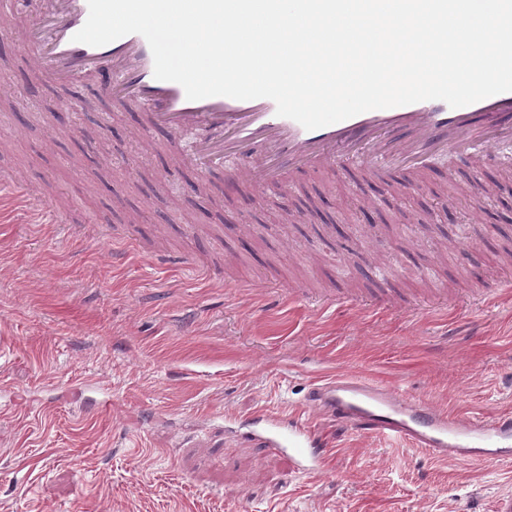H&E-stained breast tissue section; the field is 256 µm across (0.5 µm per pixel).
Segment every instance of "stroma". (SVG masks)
<instances>
[{
  "label": "stroma",
  "instance_id": "stroma-1",
  "mask_svg": "<svg viewBox=\"0 0 512 512\" xmlns=\"http://www.w3.org/2000/svg\"><path fill=\"white\" fill-rule=\"evenodd\" d=\"M15 28L0 174L67 221L0 220V512H496L512 496V462L340 437L305 407L349 370L452 413L512 411L511 140L494 160L465 145L420 169L343 158L274 190L230 184L189 164L192 134L141 135L137 103L54 123L86 83L34 79ZM264 416L322 433L323 471L226 432Z\"/></svg>",
  "mask_w": 512,
  "mask_h": 512
}]
</instances>
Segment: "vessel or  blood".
I'll return each instance as SVG.
<instances>
[{"label": "vessel or blood", "mask_w": 512, "mask_h": 512, "mask_svg": "<svg viewBox=\"0 0 512 512\" xmlns=\"http://www.w3.org/2000/svg\"><path fill=\"white\" fill-rule=\"evenodd\" d=\"M29 11L38 22L27 33L25 52L50 82L71 83L82 76L98 98L127 99L148 114L151 130L168 134L194 131L193 160L200 170L212 161L226 163V175L274 188L282 171L301 164L325 166L339 152L374 164L395 155L432 157L468 144L494 157L500 135L512 136V92L476 103L450 107L440 100L371 110L349 119L306 130L278 116L268 98L236 100L223 96L188 100L177 83L154 76V61L145 38L123 36L94 47L75 42L85 24L87 0H13L0 14V35L11 33V18ZM269 161L266 170L256 156ZM35 197L22 179L0 181V203L12 205L42 221ZM306 404L323 411L344 431L401 440L449 462L495 463L512 460V413L486 418L448 412L433 403L379 382L348 374L319 380ZM252 435L296 460L303 475L317 474L327 450L307 430L271 417Z\"/></svg>", "instance_id": "vessel-or-blood-1"}]
</instances>
